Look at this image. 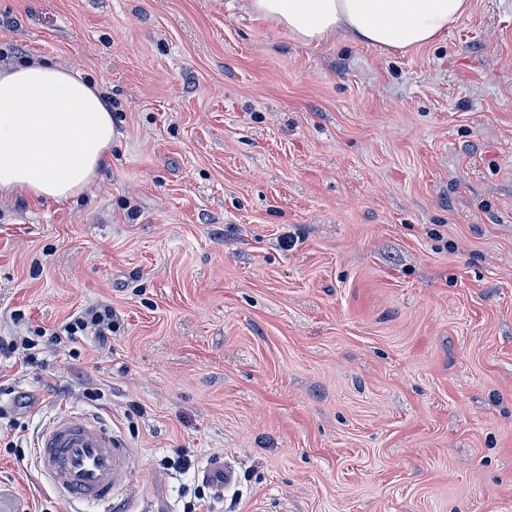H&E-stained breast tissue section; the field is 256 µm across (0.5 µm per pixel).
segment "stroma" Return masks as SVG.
Listing matches in <instances>:
<instances>
[{"label": "stroma", "instance_id": "35a3bbf8", "mask_svg": "<svg viewBox=\"0 0 512 512\" xmlns=\"http://www.w3.org/2000/svg\"><path fill=\"white\" fill-rule=\"evenodd\" d=\"M472 3L403 55L241 0H0V66L77 68L118 132L77 199L0 195V336L118 316L0 358L30 512L75 510L35 464L68 412L127 448L123 512H512V0ZM112 306L109 304H99L86 307L79 313L72 315L64 324L58 328L46 329L41 328L34 330V338L23 339L20 344L17 340L10 339L4 340L0 338V357L12 358L13 356L23 355V358L28 363L35 362V350L39 345L38 338H44L48 336L46 340H43V345H59L64 342V338L68 342H76V336H85L91 333L96 336L100 342L108 341V336H112V332H115L116 323L113 318ZM49 331V332H48ZM20 349H23L22 351ZM29 351L24 354L23 351ZM202 479L214 490L222 493L233 489L237 484V472L234 466L215 458L201 471Z\"/></svg>", "mask_w": 512, "mask_h": 512}]
</instances>
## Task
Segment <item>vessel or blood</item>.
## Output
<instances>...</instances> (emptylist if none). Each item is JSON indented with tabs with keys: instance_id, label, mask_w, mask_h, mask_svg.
Instances as JSON below:
<instances>
[{
	"instance_id": "1",
	"label": "vessel or blood",
	"mask_w": 512,
	"mask_h": 512,
	"mask_svg": "<svg viewBox=\"0 0 512 512\" xmlns=\"http://www.w3.org/2000/svg\"><path fill=\"white\" fill-rule=\"evenodd\" d=\"M37 466L60 495L87 506L109 508L114 488L128 473L126 448L104 422L69 413L57 415L35 448ZM214 490L226 492L237 484L234 466L216 458L201 472Z\"/></svg>"
}]
</instances>
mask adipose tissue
I'll return each mask as SVG.
<instances>
[{
	"label": "adipose tissue",
	"mask_w": 512,
	"mask_h": 512,
	"mask_svg": "<svg viewBox=\"0 0 512 512\" xmlns=\"http://www.w3.org/2000/svg\"><path fill=\"white\" fill-rule=\"evenodd\" d=\"M472 0H246L257 19L305 46L337 38L408 54L468 16ZM117 137L98 87L32 58L0 68V193L65 201L112 161Z\"/></svg>",
	"instance_id": "ef3b65f1"
}]
</instances>
